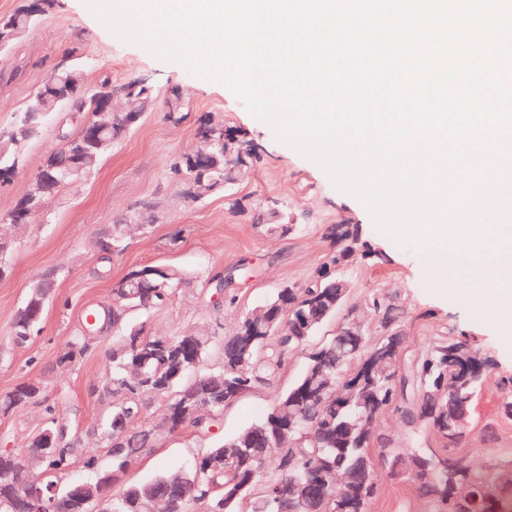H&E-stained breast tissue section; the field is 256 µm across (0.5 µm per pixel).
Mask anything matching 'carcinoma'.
Masks as SVG:
<instances>
[{"mask_svg":"<svg viewBox=\"0 0 512 512\" xmlns=\"http://www.w3.org/2000/svg\"><path fill=\"white\" fill-rule=\"evenodd\" d=\"M55 0H28L15 13L0 16V38L9 43L11 27H29L34 19L54 8ZM126 100L132 106L147 109L153 90L140 81L125 85ZM42 119L33 117L29 125L12 130L9 151L0 150V168L18 163L22 147L33 137ZM199 144H210L217 159L199 160L189 154L174 166V172L202 182L208 192L224 187V182L245 179L260 161L256 147H248L245 161H240L238 145L224 152V126L213 117L198 130ZM76 165L72 149L49 159L40 176L58 175ZM253 223L270 233L285 234L289 224L275 210L256 211ZM142 228L129 224L112 226L108 238L110 252L120 250L127 236ZM332 237L339 248L332 263L349 260L361 244V230L356 224H336ZM179 269L171 266H147L127 273L112 289V302L95 306L99 326L118 329L112 340L109 376L103 395L112 399L109 413L99 422L98 435L112 465H99L98 458L78 446L50 451L43 459L41 472L46 480L60 485L58 512H90V504L68 494L70 484L62 477L76 462L91 472L85 479L96 496L107 502V512H144L142 504L154 496L167 499L166 512H290L293 509L289 486L295 479L309 483L319 507L336 512L334 491L322 485L330 470L352 471L355 481L346 493V512H369L371 501L379 492V478L369 455L368 421L392 409L405 422L403 436L432 434L448 445L458 443L463 431L455 428L453 416L471 419L474 397L491 376L488 358L463 336L450 334L436 338L423 352L405 363L397 354L382 359L374 368L361 367L362 355L394 343L403 336L394 331L402 318L401 310L374 295L365 310L378 318L383 332L376 339L362 336H333L308 353L302 375L287 390L274 395L270 407L257 425L278 431L295 417L288 438L297 448L293 465L278 455H269V442L254 439L238 449V456L224 461V466L210 464L213 456L226 453L224 444L207 449L184 475L161 474L151 480L130 484L112 494V485L146 450L152 447L157 432L129 430L119 415L146 410L151 401L164 402V417L172 428H188L198 438L210 436L219 424L224 407L243 393L259 385L273 384L288 358L306 350L311 331L304 329L301 317L318 300L332 292L336 279L323 271L302 288H282L262 304L263 311L251 309L236 321L231 333L220 344L201 328L194 327L177 337L148 335L141 325L129 321L132 312L147 313L167 305ZM42 310L24 304L14 320L15 335L20 340L40 330ZM270 319L285 328L283 336H261L263 320ZM218 354L220 363L207 372L194 373L192 358L207 362ZM331 374L336 384L345 387L344 396L336 397L318 389L310 373L316 369ZM501 408L512 417V375L500 378ZM40 394L37 384L24 385L4 396L0 407L8 411ZM187 396L206 401V407L193 419L179 420L172 406ZM69 429L68 410L57 403L45 405L43 431ZM40 437H28L25 447L0 451V512H32L22 493L28 475L26 449ZM386 474L396 479H410L422 496L434 501L437 512H478L483 497H498L499 509L512 503V491L506 490L502 477H490L470 466L466 455L452 451L439 455L431 448L401 445V438L385 444Z\"/></svg>","mask_w":512,"mask_h":512,"instance_id":"1","label":"carcinoma"}]
</instances>
